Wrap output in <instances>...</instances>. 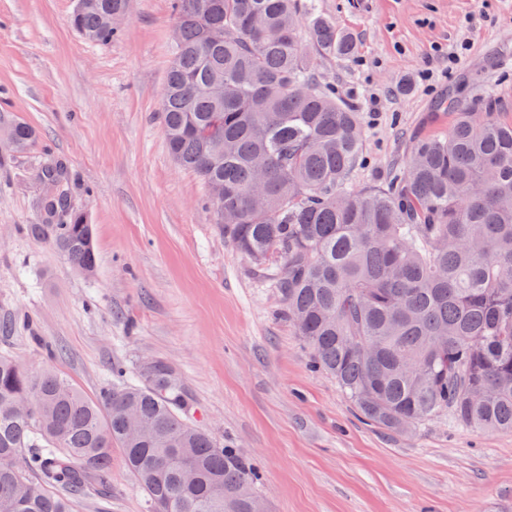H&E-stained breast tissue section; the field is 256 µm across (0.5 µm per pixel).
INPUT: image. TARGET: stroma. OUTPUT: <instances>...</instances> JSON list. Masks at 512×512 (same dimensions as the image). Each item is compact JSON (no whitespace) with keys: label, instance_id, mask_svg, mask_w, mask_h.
I'll return each mask as SVG.
<instances>
[{"label":"stroma","instance_id":"stroma-1","mask_svg":"<svg viewBox=\"0 0 512 512\" xmlns=\"http://www.w3.org/2000/svg\"><path fill=\"white\" fill-rule=\"evenodd\" d=\"M172 0H129L123 33L87 43L76 0H0V352L96 397L112 366L167 361L191 421L260 470L267 512H512V433L439 417L405 436L361 419L282 313L278 292L225 240L206 191L169 154L161 98ZM355 43L312 54L322 82L364 117L357 188L388 183L413 135L447 131L436 104L512 113V0H316ZM471 47L455 66L449 46ZM63 166L66 218L95 229L93 276L49 237L42 168ZM111 494L74 512H148L120 451Z\"/></svg>","mask_w":512,"mask_h":512}]
</instances>
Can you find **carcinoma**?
<instances>
[{
    "label": "carcinoma",
    "instance_id": "cac0c4a2",
    "mask_svg": "<svg viewBox=\"0 0 512 512\" xmlns=\"http://www.w3.org/2000/svg\"><path fill=\"white\" fill-rule=\"evenodd\" d=\"M72 27L95 45L122 34L128 0H84ZM354 55L314 0H174L161 101L170 153L224 194V238L272 276L282 311L368 422L408 434L446 415L512 432V117L460 109L413 137L405 165L354 188L361 113L317 78L301 44ZM16 149L34 138L12 128ZM73 268L94 273L93 228L49 225ZM171 365L133 383L121 367L97 399L53 370L0 354V512H73L109 494L112 447L150 512H265L259 469L184 413Z\"/></svg>",
    "mask_w": 512,
    "mask_h": 512
}]
</instances>
